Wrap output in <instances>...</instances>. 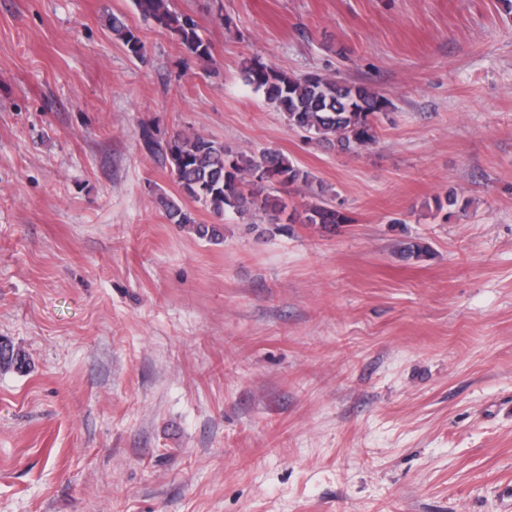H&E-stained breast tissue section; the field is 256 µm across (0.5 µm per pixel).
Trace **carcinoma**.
I'll list each match as a JSON object with an SVG mask.
<instances>
[{"instance_id": "obj_1", "label": "carcinoma", "mask_w": 512, "mask_h": 512, "mask_svg": "<svg viewBox=\"0 0 512 512\" xmlns=\"http://www.w3.org/2000/svg\"><path fill=\"white\" fill-rule=\"evenodd\" d=\"M141 16L173 33L192 57L211 58V45L198 32L195 20L169 8V0H134ZM108 27L130 56L142 60L146 45L120 14H110ZM246 85L264 94L284 113L288 127L301 131L308 141L359 153L377 141L379 114L389 101L365 85L336 81L318 73L291 75L258 59L244 67ZM139 144L146 155L168 170L181 196L191 199L222 221L227 213L250 216L251 223L310 224L334 229L353 218L334 201L331 189L314 182L311 174L281 152L266 148L257 152H233L224 143L175 128L160 138L153 126L139 127ZM308 189L312 200L302 208H288L285 197ZM172 224L192 226L204 237L218 230L196 221L181 202L159 197ZM25 358L8 345L0 346V365L18 367Z\"/></svg>"}]
</instances>
